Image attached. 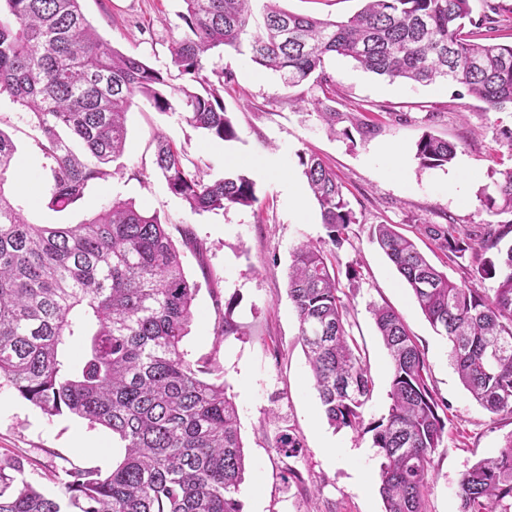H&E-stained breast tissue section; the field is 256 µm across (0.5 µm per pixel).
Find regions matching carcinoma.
Segmentation results:
<instances>
[{"instance_id":"obj_1","label":"carcinoma","mask_w":512,"mask_h":512,"mask_svg":"<svg viewBox=\"0 0 512 512\" xmlns=\"http://www.w3.org/2000/svg\"><path fill=\"white\" fill-rule=\"evenodd\" d=\"M184 0L181 36L170 61L154 66L116 50L86 17L81 0H0V96L29 114L50 178L49 206L63 210L112 176L124 151L126 115L138 98L221 141L237 138L224 106V69L206 65L219 49L250 53L287 88L311 79L334 90L327 59L350 58L389 80L447 81L490 110L512 108V44L491 43L470 0H364L345 21L283 10L263 0ZM472 29H467V26ZM13 140L0 130V380L49 416L65 412L112 432L125 448L104 473L64 470L57 494L25 477L24 463L0 458V512H242L246 457L238 413L212 363L187 359L183 338L195 284L167 223L132 201L114 200L84 224H35L5 193ZM457 146L431 134L415 156L450 164ZM301 165L336 244L358 223L336 174L315 155ZM154 165L168 190L194 212L258 202L255 182L229 173L206 181L196 163L164 137ZM486 211L512 215V170L481 198ZM423 235L457 258L470 255L457 284L414 240L391 224L372 238L395 266L433 328L448 339L452 363L486 411L512 417V219L425 224ZM497 282L493 295L480 288ZM327 253L309 243L293 252L288 296L297 315L313 387L336 428L357 431L372 382L356 354L347 306ZM236 302L225 301L216 336L239 331ZM387 349L386 416L370 424L381 458L385 512H424L432 455L445 422L425 360L400 316L372 309ZM460 512H512V436L499 453L459 481Z\"/></svg>"}]
</instances>
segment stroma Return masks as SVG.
I'll use <instances>...</instances> for the list:
<instances>
[{
    "label": "stroma",
    "instance_id": "stroma-1",
    "mask_svg": "<svg viewBox=\"0 0 512 512\" xmlns=\"http://www.w3.org/2000/svg\"><path fill=\"white\" fill-rule=\"evenodd\" d=\"M283 8L322 19L342 20L361 0H282ZM100 35L121 52L161 66L180 32L182 0H83ZM224 105L238 137L213 140L178 112H159L137 100L127 115L124 154L105 184L88 188L65 210L48 206V177L31 129V118L0 98V129L17 146L13 175L5 189L25 217L37 224H79L113 199H131L168 222L173 241L191 229L199 252H185L184 268L198 291L195 317L183 347L190 360L212 358L235 402L246 453L242 512H384L373 434L329 426L313 389L298 341V321L288 297V267L303 243L325 246L339 274L349 307L348 330L356 339L373 380L364 410L374 422L388 410L390 360L377 333L373 306L390 305L402 317L429 369V384L442 401L444 440L431 460L434 480L426 512H460L457 496L464 472L495 455L512 435V420L489 414L461 384L446 338L422 313L407 284L372 242L375 224L393 225L414 239L430 260L457 282L467 259L449 256L421 233L426 224L490 222L482 192L512 169V150L500 136L512 127V112L493 111L459 86L392 81L330 58L335 94L311 83L285 88L278 72L249 55L225 52ZM302 97L300 105L289 97ZM336 112L328 127L317 107ZM448 140L457 156L448 165L423 167L415 146L423 134ZM164 136L197 162L209 180L240 170L256 183L257 204L196 214L172 195L153 171L157 137ZM316 153L335 170L358 219L340 244H332L299 157ZM298 195H291L289 184ZM356 278H348V269ZM235 299V336L216 337L217 301ZM300 443L294 454L275 450L281 430ZM123 450L101 427L72 415L50 417L0 382V458L17 457L28 478L53 491L52 477L73 466L111 470Z\"/></svg>",
    "mask_w": 512,
    "mask_h": 512
}]
</instances>
